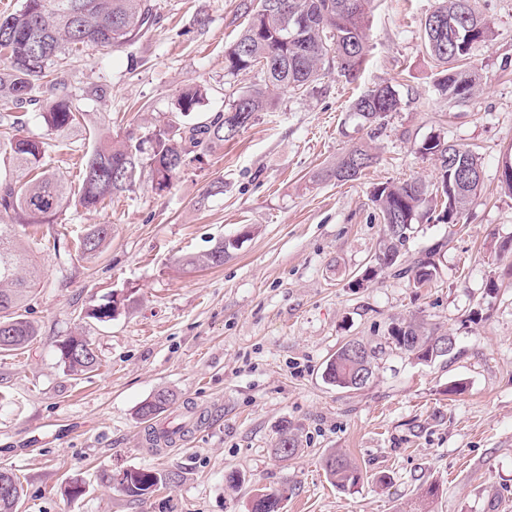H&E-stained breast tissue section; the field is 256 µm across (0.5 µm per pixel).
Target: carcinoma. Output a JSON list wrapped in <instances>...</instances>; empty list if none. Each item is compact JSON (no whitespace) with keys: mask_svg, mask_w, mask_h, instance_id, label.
<instances>
[{"mask_svg":"<svg viewBox=\"0 0 512 512\" xmlns=\"http://www.w3.org/2000/svg\"><path fill=\"white\" fill-rule=\"evenodd\" d=\"M290 10L313 16L314 25L297 30L285 14H264L259 10L262 0L244 4L247 25L224 55V69L231 74L249 73L259 69L261 80L243 95V111L238 102L218 112L206 122L192 120L206 97L200 89L179 94L170 118L149 137L150 149L133 139L114 141L107 137L97 141L86 154L81 171L79 204L95 208L112 196L131 190L138 171L149 168L155 188L169 187L186 161L208 152L218 142L229 141L244 129L258 112L267 106L269 87L305 91L320 79L325 66L334 65L348 80L359 77L368 51L366 27L370 0H283ZM461 18L460 33L470 32L472 45L491 40L490 23L482 16L477 0H438V5L424 21L425 47L443 69L438 86L448 99V106L467 103L479 90L481 76L471 64V54L458 51L448 30L429 25L430 19ZM155 21L151 0H24L20 9L0 14V23L10 31L0 36V52H5L9 66L0 71V96L23 108L33 102L35 84L58 71L62 56L89 44L119 47L128 43ZM401 100L389 85L374 86L359 95L352 106L363 125H372L390 112L400 110ZM47 128L63 131L76 119V107L70 97L61 96L41 113ZM418 153L436 161L437 178L426 185L418 178L385 182L373 187L372 201L378 208L383 225L375 259L386 257L366 279L379 273H392L408 278L413 288H424L437 277L439 254L434 247L409 259L406 246L413 225L431 211V203L442 198L446 219L456 216L472 205L480 195L482 164L478 154L450 145L440 137L423 142ZM9 154L13 166L21 171L40 170L27 181L0 182V352H8L31 344L37 336L36 326L21 313L24 303L41 277L29 253L18 243V226L49 223L68 198L67 185L57 173L43 164V142L29 138H12ZM372 148L355 146L342 155L326 177L339 183L358 179L365 169L377 162ZM472 173L455 204H449L448 182L459 168ZM108 228L97 224L79 240V249L86 257L101 252ZM238 249L236 241H221L207 253L191 257L189 266L219 267L224 259ZM115 301L96 305L86 315L99 322L112 320ZM443 336L436 335L426 323L416 319H396L390 328L388 343L421 364L446 359L454 349L440 352ZM64 370L71 375L93 371L98 364L91 343L81 336H68L58 345ZM376 348L358 339L346 342L328 360L325 380L343 389H360L361 372L373 375ZM174 404V395L159 391L144 401L139 416L150 421ZM276 451L282 458L295 456L300 440L295 428L285 423L279 430ZM331 483L347 490L362 480L359 468L344 454H331L324 460ZM0 478L8 486L0 493V512H18L23 486L18 477L0 470ZM161 481L150 470L125 471L117 479L121 490L140 497L151 493ZM284 492L261 488L255 490L250 512H281Z\"/></svg>","mask_w":512,"mask_h":512,"instance_id":"carcinoma-1","label":"carcinoma"}]
</instances>
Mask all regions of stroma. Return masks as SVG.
Returning a JSON list of instances; mask_svg holds the SVG:
<instances>
[{
    "mask_svg": "<svg viewBox=\"0 0 512 512\" xmlns=\"http://www.w3.org/2000/svg\"><path fill=\"white\" fill-rule=\"evenodd\" d=\"M156 20L118 48L71 53L58 83L39 82L35 104L13 134L46 144L44 160L67 181L53 222L27 228L24 247L42 269L25 315L33 343L0 355V468L20 479L18 512H248L254 489L285 490L282 512H412L420 487L439 496L431 512H512V193L499 167L512 154V0H479L493 38L472 52L482 82L466 105L449 107L422 22L437 0H371L369 52L357 82L336 70L296 94L272 90L263 112L235 139L183 167L169 189L148 174L98 209L78 203L79 163L97 137L141 138L161 125L182 89L207 96L196 115L223 111L254 83L231 75L224 53L246 23L243 0H153ZM388 84L402 108L360 126L351 105ZM106 87L97 98L96 87ZM77 99L79 123L47 132L41 113L60 93ZM432 136L475 150L479 200L441 220L419 221L410 253L439 247V275L410 287L390 274L353 287L378 249L377 184L437 170L418 146ZM376 146L379 161L347 184L326 178L352 145ZM223 182V193L210 189ZM111 231L101 253H76L89 225ZM238 236L216 268L188 256ZM118 298L111 321L87 307ZM414 317L456 339L454 358L418 363L388 344L392 320ZM70 335L94 346L98 370L69 376L57 344ZM352 338L378 349L362 389L328 385L327 360ZM463 391L449 394L453 381ZM160 390L195 414L169 448L145 444L141 404ZM301 447L283 460L273 448L284 423ZM331 453L352 458L366 480L347 491L324 468ZM149 468L163 479L145 497L113 476ZM240 475L230 488L228 473ZM390 476L381 487L372 474ZM80 483L83 493L65 489Z\"/></svg>",
    "mask_w": 512,
    "mask_h": 512,
    "instance_id": "1",
    "label": "stroma"
}]
</instances>
